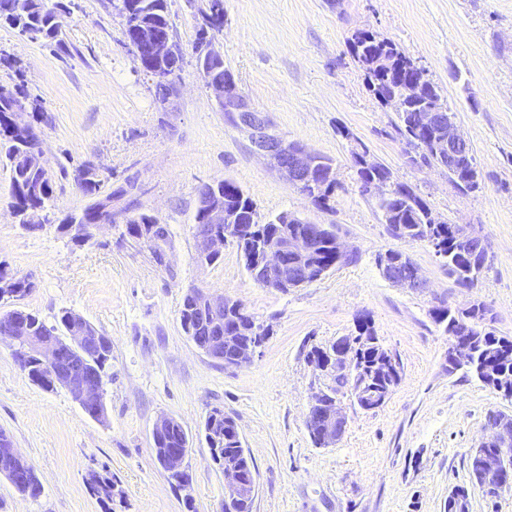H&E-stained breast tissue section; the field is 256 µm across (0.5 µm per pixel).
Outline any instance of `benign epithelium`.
Listing matches in <instances>:
<instances>
[{"label": "benign epithelium", "instance_id": "1", "mask_svg": "<svg viewBox=\"0 0 512 512\" xmlns=\"http://www.w3.org/2000/svg\"><path fill=\"white\" fill-rule=\"evenodd\" d=\"M141 45L152 57L163 60L181 55L179 46L170 37L154 36L148 32L140 35ZM412 69L416 79L406 84L400 97L391 108L396 110L408 100L416 98L427 83L425 69L414 63ZM221 110L235 118L237 127L245 130L255 151L266 156L273 166L295 187L313 197L336 185L335 168L332 163L320 158L306 148L292 143L271 132V125L265 115L242 95L231 76L222 81H207ZM414 122L420 131H432L434 137L428 142V149L441 167L451 173L461 174L470 163L466 151L468 140L459 132L454 120L446 117V109L432 105L415 113ZM199 210L203 223L197 225L195 260L201 265L222 254L224 243L232 239L245 242L251 239L253 229L237 222V216L224 208V196L217 184L200 196ZM285 222L301 224L303 228L295 234L280 231L268 237L260 246L259 254L244 253V261L253 273L265 284L278 288H299L319 277L320 266L311 262L318 242L324 236L326 225L306 223L292 214H285ZM450 234L461 247L463 263L454 266V277L462 282V287L472 288L481 273L480 258L487 250L486 240L480 230L473 226L453 224ZM378 266L383 277L390 283L414 292L427 288L426 280L412 265H403L393 258V252L379 255ZM190 295H198L194 324L190 333L206 334L211 337L209 347L204 352L224 363V369L235 370L247 367L254 362L261 346L260 329L239 300H232L222 294L193 287ZM233 309L241 321L236 323L243 332L235 349L224 353V312ZM455 322L452 324L448 354L454 363L464 361L467 335L479 324L472 313V306L453 308ZM28 320L16 314L0 325V336L9 340L13 352L21 363L36 358L49 370L54 386L65 389L72 399L83 409L97 405L102 400V378L88 374L84 358L99 344V336L91 324L80 314L70 313L66 340L59 342L52 336L34 337ZM363 338L341 336L335 341L336 352L329 356L324 353L310 355L311 360H320V369L334 372L340 368L349 371L354 365L355 353L360 349ZM350 393L344 389L328 398L322 389L315 393L306 415L307 431L315 433L321 446L333 447L345 434L348 419L340 404V397ZM360 409L369 411L379 408L388 399L386 394H364L355 396ZM206 432L214 439L226 434L239 435L233 422H223L217 418L210 420ZM482 452L474 458L477 474L480 477L479 489L494 495L512 485V437L502 426L492 427L491 433L480 443ZM10 455L19 461V466L9 471V481L19 488L29 484V470L25 459L16 448L8 449ZM187 448L166 449L162 463L165 469L174 474L187 472L185 460ZM224 487L230 495L224 499L223 512H238L239 505L255 498L256 477L246 473L237 461H227L221 469Z\"/></svg>", "mask_w": 512, "mask_h": 512}]
</instances>
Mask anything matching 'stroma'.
I'll return each instance as SVG.
<instances>
[{"instance_id": "stroma-1", "label": "stroma", "mask_w": 512, "mask_h": 512, "mask_svg": "<svg viewBox=\"0 0 512 512\" xmlns=\"http://www.w3.org/2000/svg\"><path fill=\"white\" fill-rule=\"evenodd\" d=\"M167 6L182 64L165 101L109 0H71L51 44L0 23V90L21 86L38 102L42 116L32 124L54 178L38 226L25 229L12 213L10 172L0 167V263L34 284L19 305L49 324L63 310L79 313L112 340L101 423L64 389L34 384L0 339V428L42 484L33 498L0 476V512H220L224 476L203 434L216 408L235 419L256 468L253 512H448L460 485L470 489L468 512H512V488L486 496L469 470L487 414L512 415V398L449 373L448 335L429 314L439 299H476L490 308L495 334L512 338V0H224V26L208 33V0ZM360 30L392 40L426 69L473 149L479 189L459 191L447 170L411 162L396 112L371 95L351 54ZM202 35L277 134L333 161L327 206L225 120L198 69ZM362 148L448 223L482 231L489 254L475 287H458L426 243L390 234L360 188L353 153ZM88 164L104 189L128 195L112 203L115 226L77 245L57 224L90 203L78 180ZM225 179L253 200L260 222L288 212L334 225L356 261L285 292L255 283L232 240L217 263L197 264L199 193ZM142 214L170 230L165 263L123 234L126 220ZM389 249L410 256L426 292L382 276L376 258ZM192 287L242 301L268 328L252 365L225 370L184 335L180 310ZM363 318L397 359L400 380L375 410L342 397V440L315 447L305 419L325 381L308 353L355 335ZM163 415L189 436L186 493L154 459L152 428ZM102 469L114 484L106 504L87 484Z\"/></svg>"}]
</instances>
